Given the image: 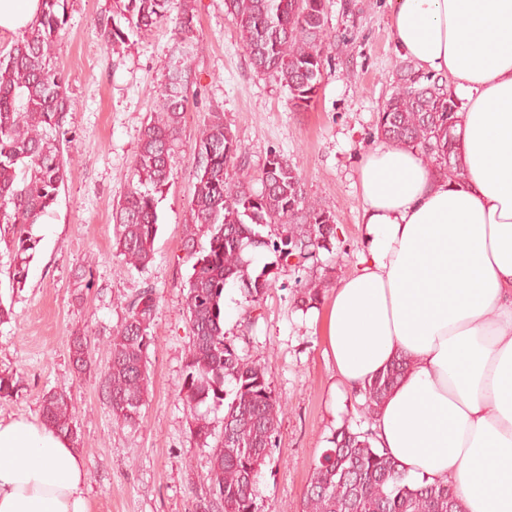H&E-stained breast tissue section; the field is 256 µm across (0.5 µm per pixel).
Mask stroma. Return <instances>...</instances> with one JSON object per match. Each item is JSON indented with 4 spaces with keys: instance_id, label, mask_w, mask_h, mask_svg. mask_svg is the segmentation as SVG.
I'll return each mask as SVG.
<instances>
[{
    "instance_id": "obj_1",
    "label": "stroma",
    "mask_w": 512,
    "mask_h": 512,
    "mask_svg": "<svg viewBox=\"0 0 512 512\" xmlns=\"http://www.w3.org/2000/svg\"><path fill=\"white\" fill-rule=\"evenodd\" d=\"M193 14L195 82L183 123V146L159 193V231L147 269L127 268L115 248L112 211L131 188L134 157L147 117L157 112L175 22L150 32L129 29L115 0H68L57 62L74 103L75 140L67 181L49 214L35 227L41 238L23 287L8 272L12 258L0 245V304L11 307L0 323V370L19 380L18 396L0 401V415L36 422L44 392H66L78 420L77 450L89 471L90 512H194L204 495L205 449L191 440L180 384L190 337L183 316L190 272L183 224L192 196L193 146L205 112L222 106L224 122L241 144L246 166L259 176L270 153L296 167L311 202L330 212L336 237L304 266H277L263 254L272 283L255 305L230 291L227 336L265 367L284 415L277 446L258 476L256 512H302L309 476L335 427L371 429L361 395L332 405V372L322 338L309 316L296 310L297 281L320 282L331 293L358 261L361 200L357 169L377 143L376 120L396 84L402 59L390 32L394 0H326L330 35L323 80L311 105L295 110L277 77L257 73L224 0H186ZM110 11L123 34L108 45L94 26ZM90 283L80 280L82 271ZM159 298L151 350L152 383L138 429L112 419L103 387L112 333L128 301L145 286ZM90 336V372L77 374L69 345Z\"/></svg>"
}]
</instances>
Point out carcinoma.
I'll return each mask as SVG.
<instances>
[{
	"instance_id": "obj_1",
	"label": "carcinoma",
	"mask_w": 512,
	"mask_h": 512,
	"mask_svg": "<svg viewBox=\"0 0 512 512\" xmlns=\"http://www.w3.org/2000/svg\"><path fill=\"white\" fill-rule=\"evenodd\" d=\"M129 28L152 30L173 14L177 0H120ZM326 0H225L227 14L251 65L275 75L288 88L294 108L306 109L323 79ZM67 0H42L40 20L21 31L0 51V243L13 260L12 284L26 282L40 239L33 228L57 201L67 178L72 142L67 128L73 104L54 64L57 40L65 24ZM183 37L172 47L158 112L142 129L134 158L136 185L113 208L115 247L123 263L136 270L153 260L159 230L156 194L168 181L181 141L189 98L193 52L192 18L176 14ZM94 25L106 43L120 32L112 17L98 15ZM460 110L444 82L417 74L409 63L397 69L390 97L377 114V138L419 151L435 176L457 183L465 179L455 134ZM195 183L184 224V249L192 260L183 314L190 331L180 393L189 409L188 431L208 449L207 490L196 512H256L258 475L276 446L282 405L264 367L228 340L224 331V288L237 283L246 302L258 303L271 288L266 270L256 273L249 248L273 253L276 263L327 250L336 238L335 219L310 203L302 179L287 158L272 153L253 186L241 144L224 124L218 107L207 113L195 141ZM240 172L234 177L228 168ZM275 225L278 233L264 234ZM207 238L208 246L198 245ZM321 303L320 289L301 283L296 308ZM158 297L145 288L127 303L126 316L110 343L104 378L106 399L119 426L136 428L151 384L150 352ZM92 344L76 336L70 356L76 370H87ZM405 363L395 361L364 389L369 413L398 383ZM19 392L13 374L0 372V398ZM206 407L200 411V407ZM224 410L221 431L209 413ZM42 421L70 440L77 439V417L66 394L47 391L40 400ZM370 433L340 427L328 438L303 496V512H464L451 483H415Z\"/></svg>"
}]
</instances>
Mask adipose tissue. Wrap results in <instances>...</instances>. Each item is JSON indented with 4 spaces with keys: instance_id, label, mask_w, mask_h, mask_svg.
<instances>
[{
    "instance_id": "adipose-tissue-1",
    "label": "adipose tissue",
    "mask_w": 512,
    "mask_h": 512,
    "mask_svg": "<svg viewBox=\"0 0 512 512\" xmlns=\"http://www.w3.org/2000/svg\"><path fill=\"white\" fill-rule=\"evenodd\" d=\"M391 37L467 104L465 184L382 143L358 168L362 250L314 310L334 391L397 358L374 445L408 476L453 482L465 512H512V0H397ZM89 472L45 424L0 417V512H90Z\"/></svg>"
}]
</instances>
